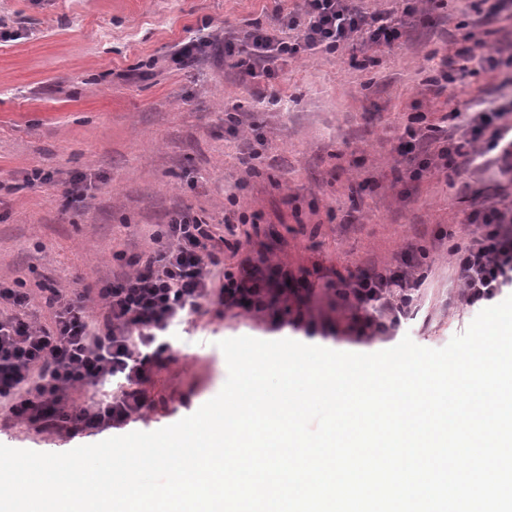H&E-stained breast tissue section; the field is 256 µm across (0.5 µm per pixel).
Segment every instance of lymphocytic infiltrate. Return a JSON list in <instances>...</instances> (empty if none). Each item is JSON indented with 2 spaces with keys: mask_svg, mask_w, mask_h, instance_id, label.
Instances as JSON below:
<instances>
[{
  "mask_svg": "<svg viewBox=\"0 0 512 512\" xmlns=\"http://www.w3.org/2000/svg\"><path fill=\"white\" fill-rule=\"evenodd\" d=\"M280 24L294 30V37L256 26L243 43L226 41L225 55H247L248 74L270 79L277 63L301 53L334 51L358 34L377 45L392 44L401 35L387 16L351 9L345 0H303L299 14L281 17ZM464 39L460 56L489 64L499 71L502 87L512 86V46L491 48L470 33ZM511 114L509 97L465 118L464 144L471 147V159L500 163L502 172L512 174ZM470 221L477 226L475 235L454 250L469 308L512 288V205H482ZM165 237V244L132 273L99 289L96 310H89L86 294L52 288L44 297L51 328L0 320V408L8 418L69 437L123 428L147 405L144 386L153 363L169 349L164 337L173 326L198 313L213 296L227 308L252 300L254 280L217 283L214 269L220 260L211 248L210 225L179 212ZM337 284L356 295L352 330L358 335L375 309L384 313L378 333L390 332L412 300L413 285L404 270H374L338 278ZM104 386L111 389L109 399L78 404L77 393Z\"/></svg>",
  "mask_w": 512,
  "mask_h": 512,
  "instance_id": "1",
  "label": "lymphocytic infiltrate"
}]
</instances>
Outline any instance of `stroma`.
<instances>
[{"instance_id":"stroma-1","label":"stroma","mask_w":512,"mask_h":512,"mask_svg":"<svg viewBox=\"0 0 512 512\" xmlns=\"http://www.w3.org/2000/svg\"><path fill=\"white\" fill-rule=\"evenodd\" d=\"M348 3L402 16L401 37L389 46L357 37L253 79L220 55L189 69L172 55L192 37L278 28L276 8L293 13L300 0H0V27L14 35L0 41V286L32 295L28 308L0 314L49 325L42 289L97 292L160 248L171 216L187 210L212 224L220 272L241 276L246 263L284 272L302 297L337 275L409 259L419 285L398 331L372 344L328 337L326 348L373 353L407 335L438 349L464 332L475 314L452 251L475 232L469 215L485 194L499 185L512 198V181L492 164L424 161L460 138L452 112L500 82L458 56L463 35L493 46L512 37L473 28L471 0H416L407 16L402 0ZM445 69L454 81L442 86ZM410 129L422 152L403 153ZM35 169L51 181L29 184ZM75 176L85 186L76 202ZM278 321L205 302L171 330L174 350L146 386L153 405L130 430L169 426L220 392L228 369L218 341H307ZM110 436L0 427V444L38 452Z\"/></svg>"}]
</instances>
